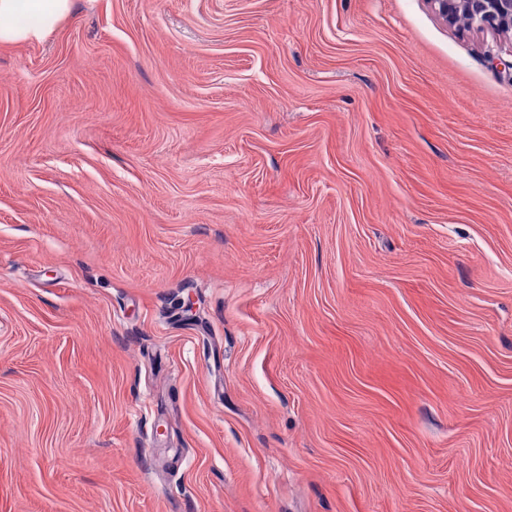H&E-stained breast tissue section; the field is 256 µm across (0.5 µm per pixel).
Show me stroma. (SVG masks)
Here are the masks:
<instances>
[{"mask_svg":"<svg viewBox=\"0 0 512 512\" xmlns=\"http://www.w3.org/2000/svg\"><path fill=\"white\" fill-rule=\"evenodd\" d=\"M0 512H512V33L73 0L0 46Z\"/></svg>","mask_w":512,"mask_h":512,"instance_id":"obj_1","label":"stroma"}]
</instances>
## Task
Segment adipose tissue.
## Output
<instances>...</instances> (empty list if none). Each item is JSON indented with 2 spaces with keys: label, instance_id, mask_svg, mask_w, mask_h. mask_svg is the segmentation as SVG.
Masks as SVG:
<instances>
[{
  "label": "adipose tissue",
  "instance_id": "ef3b65f1",
  "mask_svg": "<svg viewBox=\"0 0 512 512\" xmlns=\"http://www.w3.org/2000/svg\"><path fill=\"white\" fill-rule=\"evenodd\" d=\"M71 5L72 0H0V44L43 40Z\"/></svg>",
  "mask_w": 512,
  "mask_h": 512
}]
</instances>
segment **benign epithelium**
I'll use <instances>...</instances> for the list:
<instances>
[{
  "label": "benign epithelium",
  "mask_w": 512,
  "mask_h": 512,
  "mask_svg": "<svg viewBox=\"0 0 512 512\" xmlns=\"http://www.w3.org/2000/svg\"><path fill=\"white\" fill-rule=\"evenodd\" d=\"M429 4L450 25L462 21L480 31H512V0H429Z\"/></svg>",
  "instance_id": "7a95c632"
}]
</instances>
